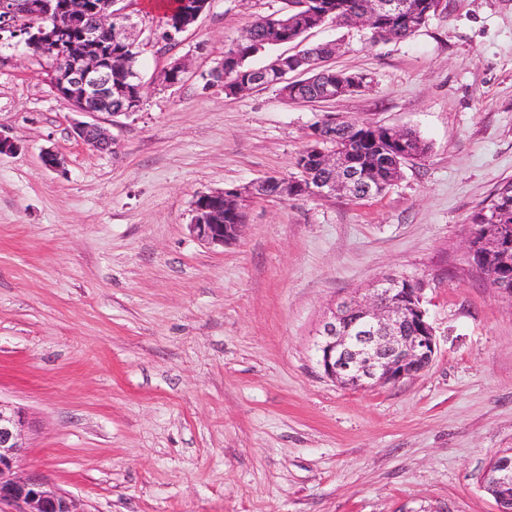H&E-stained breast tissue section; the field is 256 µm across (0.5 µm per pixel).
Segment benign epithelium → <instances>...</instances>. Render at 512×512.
<instances>
[{"label":"benign epithelium","instance_id":"obj_1","mask_svg":"<svg viewBox=\"0 0 512 512\" xmlns=\"http://www.w3.org/2000/svg\"><path fill=\"white\" fill-rule=\"evenodd\" d=\"M122 0H108L102 8L92 0H66L56 7L54 0H0V32L23 37L28 48L38 45H65L66 61L47 71V80L56 91L64 89L73 110L79 114H108L112 117L135 113L138 95L127 97L128 106L112 111V48L130 41L134 26ZM400 0H369L365 9L351 13L346 26L369 30L386 16H396ZM326 15L317 10L285 22L292 29H310L321 25ZM272 79L270 85L287 83L289 69L277 57L261 69ZM75 135L102 151L113 150L114 138L101 126L78 122ZM313 165L326 177L309 185L313 196L357 194L364 200L377 196L376 187L362 173L351 167L349 149L325 142L313 156ZM268 178L243 188H226L201 194L193 202L191 232L198 239L214 245L235 241L240 224L224 223V202H236L243 196L258 198ZM471 239L499 253L501 266L512 268V249L501 245L494 224L472 230ZM424 283L396 274L377 278L363 296H354L337 304L317 330V362L324 375L340 386L367 390L396 384L424 372L432 363L436 341L434 330L422 307ZM23 413L0 402V506L8 512H82L67 493L50 490L44 478L35 473L14 475L26 448ZM490 494L498 512L502 503L512 501V452L495 457Z\"/></svg>","mask_w":512,"mask_h":512}]
</instances>
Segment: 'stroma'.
<instances>
[{
    "mask_svg": "<svg viewBox=\"0 0 512 512\" xmlns=\"http://www.w3.org/2000/svg\"><path fill=\"white\" fill-rule=\"evenodd\" d=\"M140 30V110L76 137L25 45L0 39V401L23 410L17 469L84 512H497L480 477L512 448V297L470 257L472 213L512 179V0H443L413 36L309 31L368 76L332 101L228 96L210 70L288 0H210L168 50ZM184 62L181 82L161 73ZM326 118L415 130L427 154L382 195L253 198L238 239L190 231L197 195L295 162ZM54 148L64 167L44 166ZM422 280L437 352L419 376L350 390L317 364L335 302ZM74 133L79 138L94 145L102 151H111L115 144L114 138L98 124L77 122L74 126Z\"/></svg>",
    "mask_w": 512,
    "mask_h": 512,
    "instance_id": "stroma-1",
    "label": "stroma"
}]
</instances>
